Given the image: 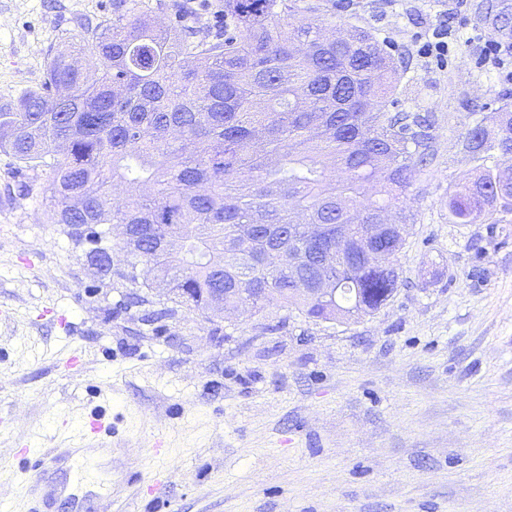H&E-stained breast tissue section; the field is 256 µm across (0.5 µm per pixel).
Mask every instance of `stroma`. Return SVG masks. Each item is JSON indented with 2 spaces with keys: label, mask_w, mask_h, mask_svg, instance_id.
I'll return each instance as SVG.
<instances>
[{
  "label": "stroma",
  "mask_w": 512,
  "mask_h": 512,
  "mask_svg": "<svg viewBox=\"0 0 512 512\" xmlns=\"http://www.w3.org/2000/svg\"><path fill=\"white\" fill-rule=\"evenodd\" d=\"M123 0H0V101L39 86ZM370 28L408 62L396 108L437 151L400 206L418 221L375 315L341 324L269 306L209 317L102 276L51 223L49 171L0 153V507L29 512L19 449L73 448L90 421L111 456L54 512H512V213L452 224L472 167L456 139L512 106L475 32L512 42V0H298L294 21ZM451 21L448 57L420 48Z\"/></svg>",
  "instance_id": "1"
}]
</instances>
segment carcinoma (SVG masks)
<instances>
[{"instance_id":"1","label":"carcinoma","mask_w":512,"mask_h":512,"mask_svg":"<svg viewBox=\"0 0 512 512\" xmlns=\"http://www.w3.org/2000/svg\"><path fill=\"white\" fill-rule=\"evenodd\" d=\"M297 0H224V29L169 28L139 0L112 14L92 39L59 48L35 89L0 102V152L18 169L46 167L50 222L93 244L107 274L110 248L196 309L287 304L313 320L360 319L386 306L399 272L370 259L398 254L417 223L392 210L436 152L418 112H389L399 62L368 28L331 35L325 20L285 24ZM475 166L448 192L451 224H487L512 213V111L474 121L464 148ZM146 188L125 205L112 190ZM322 225L316 242L288 227ZM364 224H384L375 237ZM328 295L312 265L293 266L296 244L335 247ZM173 232L184 252L163 250Z\"/></svg>"}]
</instances>
